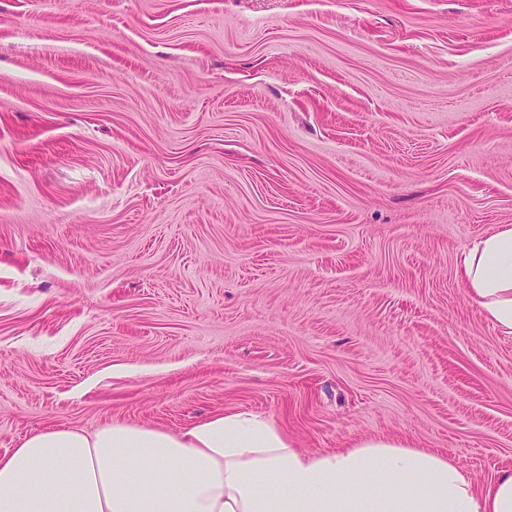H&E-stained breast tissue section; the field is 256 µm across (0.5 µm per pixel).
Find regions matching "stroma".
Masks as SVG:
<instances>
[{
  "mask_svg": "<svg viewBox=\"0 0 512 512\" xmlns=\"http://www.w3.org/2000/svg\"><path fill=\"white\" fill-rule=\"evenodd\" d=\"M512 0H0V455L253 411L512 468ZM459 268L473 303L502 334L512 335V225L474 240Z\"/></svg>",
  "mask_w": 512,
  "mask_h": 512,
  "instance_id": "1",
  "label": "stroma"
}]
</instances>
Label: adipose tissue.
<instances>
[{"label":"adipose tissue","instance_id":"obj_1","mask_svg":"<svg viewBox=\"0 0 512 512\" xmlns=\"http://www.w3.org/2000/svg\"><path fill=\"white\" fill-rule=\"evenodd\" d=\"M459 268L511 336L512 225L474 240ZM0 512H512V469L480 488L448 457L391 440L302 452L271 418L235 411L180 432H35L0 455Z\"/></svg>","mask_w":512,"mask_h":512}]
</instances>
